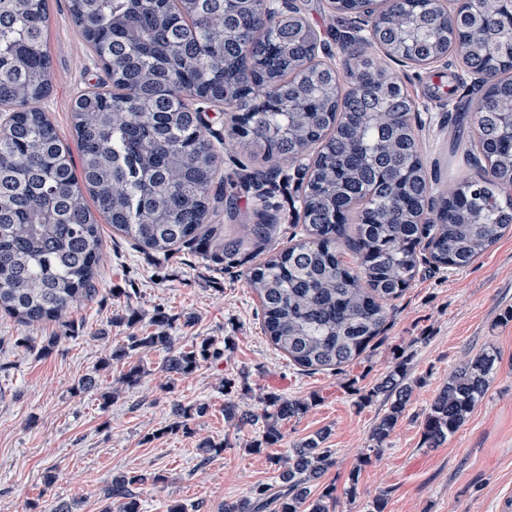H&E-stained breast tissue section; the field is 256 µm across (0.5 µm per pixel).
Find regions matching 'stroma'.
I'll use <instances>...</instances> for the list:
<instances>
[{"instance_id":"35a3bbf8","label":"stroma","mask_w":512,"mask_h":512,"mask_svg":"<svg viewBox=\"0 0 512 512\" xmlns=\"http://www.w3.org/2000/svg\"><path fill=\"white\" fill-rule=\"evenodd\" d=\"M301 14L334 50L341 86L350 78L339 54V35L349 24L330 0H293ZM47 45L53 82L39 107L69 148L77 141L72 110L78 95L105 74L81 37L68 0H47ZM368 55L400 75L414 104L411 122L423 142L426 167H439L442 186L474 169L455 143L476 140V98L449 93L465 76L462 62L447 56L426 66L400 65L377 46ZM281 216L272 247H288L297 223L298 180L284 167L272 188ZM98 295L71 309L76 337L66 323L48 322L26 331L0 318V512H52L58 501L75 502L74 512H100L103 490L114 476L133 471L161 476L140 489V512H221L224 502L249 495L258 484L279 481L280 460L289 448L323 436L336 460L322 479L335 488L330 512H367L382 499L383 512H499L498 500L512 490V233L504 235L469 267L449 271L423 263L372 345L339 370L304 372L266 337L258 297L247 287L246 265L215 263L192 249L167 257L148 254L132 241L102 231ZM175 317L179 345L208 339L219 358L202 362L190 376L169 380L165 351L137 352L145 374L136 387L120 384L128 362H112V349L126 331L113 317L137 314L138 329L150 328L156 308ZM108 339H98L99 331ZM30 335L34 348L18 344ZM60 342L46 356V338ZM500 354L497 374L466 423L439 446L426 442L424 413L449 373L486 346ZM408 356L411 402L382 448L371 430L386 409L363 396ZM99 387H74L86 375ZM232 390H225V381ZM112 400H103L106 392ZM232 396L256 421L235 428L224 420V398ZM307 401L303 414L282 423L281 436L267 443L261 418L264 396ZM195 409L185 428L171 430L173 405ZM220 445L206 454L201 444Z\"/></svg>"}]
</instances>
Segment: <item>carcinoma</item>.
<instances>
[{
	"mask_svg": "<svg viewBox=\"0 0 512 512\" xmlns=\"http://www.w3.org/2000/svg\"><path fill=\"white\" fill-rule=\"evenodd\" d=\"M69 11L96 55L120 77L87 93L72 113L80 167L37 104L50 91L47 14L31 0H0V104L25 106L0 132V315L25 329L66 317L97 295L103 216L112 230L147 253L169 256L190 247L218 264L271 242L277 218L261 213L237 233L209 224L224 199V220L238 211L236 189L266 202L283 165L297 172L301 238L249 268L263 329L288 361L308 371L339 369L381 333L392 302L415 278L426 252L437 266L461 270L512 230V0H472L446 17L414 0H354L351 14L374 26L375 42L393 60L425 65L453 52L464 65L486 68L491 49L501 66L479 93L477 145L465 151L490 177L464 176L445 191L429 174L412 103L382 99L374 83L402 86L349 42L342 47L354 81L341 89L336 70L307 66L318 36L299 14L270 16L262 0L233 10L224 0L195 8L177 0H69ZM224 86L232 109L220 141L269 167L219 176L221 150L204 116L180 111L181 97L202 85ZM313 156L307 166L303 156ZM94 207H89L87 199ZM351 253L355 262L344 260ZM173 318L155 310L150 333H131L112 351L165 350L162 369L187 377L219 355L205 339L176 346ZM500 354L489 346L448 375L424 419L435 444L456 433L485 397ZM408 359L364 396L389 404L372 440L382 447L410 404ZM262 418L266 439L303 413L307 403L272 395ZM224 420L241 426L256 416L224 400ZM323 436L288 452L280 484L224 503V512H329L335 488L311 498L310 486L333 467ZM137 473L112 479L101 512H140Z\"/></svg>",
	"mask_w": 512,
	"mask_h": 512,
	"instance_id": "carcinoma-1",
	"label": "carcinoma"
}]
</instances>
